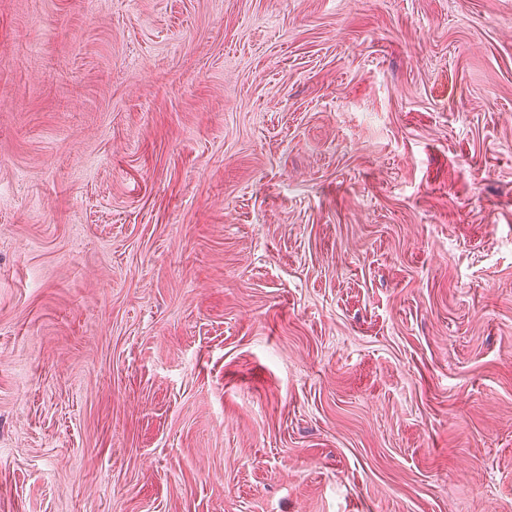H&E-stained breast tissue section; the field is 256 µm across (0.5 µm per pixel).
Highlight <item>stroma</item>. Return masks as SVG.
<instances>
[{
    "label": "stroma",
    "instance_id": "35a3bbf8",
    "mask_svg": "<svg viewBox=\"0 0 512 512\" xmlns=\"http://www.w3.org/2000/svg\"><path fill=\"white\" fill-rule=\"evenodd\" d=\"M0 512H512V0H0Z\"/></svg>",
    "mask_w": 512,
    "mask_h": 512
}]
</instances>
